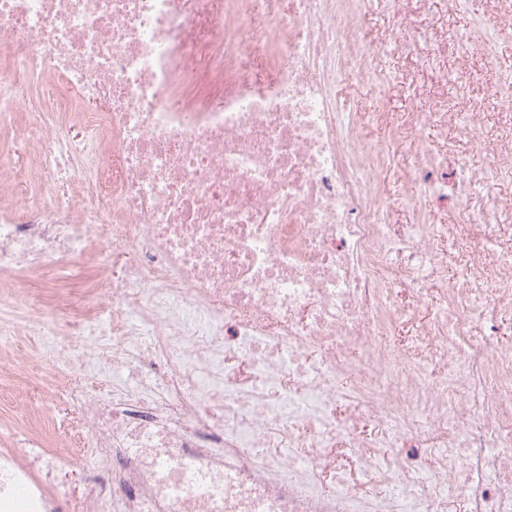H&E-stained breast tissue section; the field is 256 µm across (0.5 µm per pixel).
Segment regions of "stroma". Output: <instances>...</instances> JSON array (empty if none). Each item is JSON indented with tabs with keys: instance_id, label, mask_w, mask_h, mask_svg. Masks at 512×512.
I'll return each instance as SVG.
<instances>
[{
	"instance_id": "stroma-1",
	"label": "stroma",
	"mask_w": 512,
	"mask_h": 512,
	"mask_svg": "<svg viewBox=\"0 0 512 512\" xmlns=\"http://www.w3.org/2000/svg\"><path fill=\"white\" fill-rule=\"evenodd\" d=\"M496 0H464L448 11L446 0H403L402 11L417 26L467 29L496 12ZM358 25L366 41L385 43L374 56V68L391 74L385 86L360 83L354 71H346L336 85V95L347 111L364 115L362 135L366 141L386 145L389 151L384 195L393 224L412 223L414 214L402 196V176L416 162L417 148H424L454 168L462 145L458 130L466 112L497 113L499 101L493 88L501 75H512V36L494 37L492 64L482 52L459 59L453 52H438L432 42L418 41L411 49L395 44V18L388 0H365ZM465 69L470 75L468 97L459 100L456 88L442 78L443 69ZM409 112H431L435 118L422 132L406 123ZM463 151V150H462Z\"/></svg>"
}]
</instances>
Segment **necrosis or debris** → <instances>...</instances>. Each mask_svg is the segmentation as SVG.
Here are the masks:
<instances>
[{"mask_svg": "<svg viewBox=\"0 0 512 512\" xmlns=\"http://www.w3.org/2000/svg\"><path fill=\"white\" fill-rule=\"evenodd\" d=\"M194 2L0 0V512H69L86 464L81 512H512V201L387 223L335 95L387 81L363 0ZM495 94L497 138L464 133L512 180ZM65 328L132 376L77 394V446L14 410L26 337L59 377ZM63 480L69 484L73 495L82 500L94 487L89 474L84 469L69 468L63 472Z\"/></svg>", "mask_w": 512, "mask_h": 512, "instance_id": "obj_1", "label": "necrosis or debris"}]
</instances>
